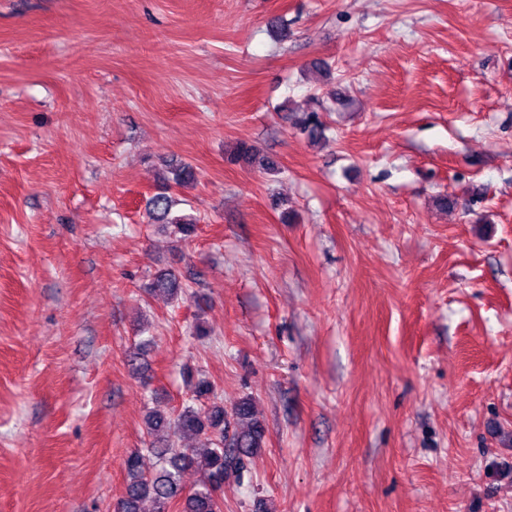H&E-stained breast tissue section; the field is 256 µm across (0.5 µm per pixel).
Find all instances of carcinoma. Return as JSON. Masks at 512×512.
Wrapping results in <instances>:
<instances>
[{"mask_svg": "<svg viewBox=\"0 0 512 512\" xmlns=\"http://www.w3.org/2000/svg\"><path fill=\"white\" fill-rule=\"evenodd\" d=\"M303 131L317 142L324 139L325 126L315 112L302 120ZM194 167L186 162L169 163L157 191L147 201L148 223L172 230L176 241H185L196 231V221L172 215L176 201L171 195L174 187H184L195 181ZM189 285L165 270L159 272L146 292L153 296L176 300L186 293ZM148 444L132 451L124 460L126 484L123 495L113 505V512H142L149 500L153 512H223L224 483L230 476L240 477L245 459L255 455L265 443V427L256 418L254 404L246 397L231 409L215 393V385L206 378L191 384L188 404L176 416L157 410L145 418ZM211 436L203 451L181 448L171 434ZM188 468L201 473V481L190 491L181 484Z\"/></svg>", "mask_w": 512, "mask_h": 512, "instance_id": "1", "label": "carcinoma"}]
</instances>
